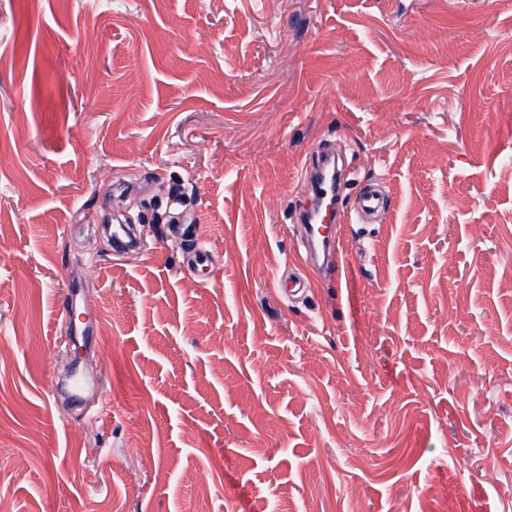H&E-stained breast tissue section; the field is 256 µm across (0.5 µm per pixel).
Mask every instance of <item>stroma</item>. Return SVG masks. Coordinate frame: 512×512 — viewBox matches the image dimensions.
<instances>
[{
	"label": "stroma",
	"mask_w": 512,
	"mask_h": 512,
	"mask_svg": "<svg viewBox=\"0 0 512 512\" xmlns=\"http://www.w3.org/2000/svg\"><path fill=\"white\" fill-rule=\"evenodd\" d=\"M285 505L512 512V0H0V512ZM311 176L313 190L298 219L304 224L310 259L319 277H333L336 280V257L342 243L341 237L336 235L335 224L341 223L345 216L341 215L338 207L341 195L339 173L333 159L326 156ZM386 198L377 187L363 189L355 199L353 212L358 215L376 214L385 206Z\"/></svg>",
	"instance_id": "35a3bbf8"
}]
</instances>
